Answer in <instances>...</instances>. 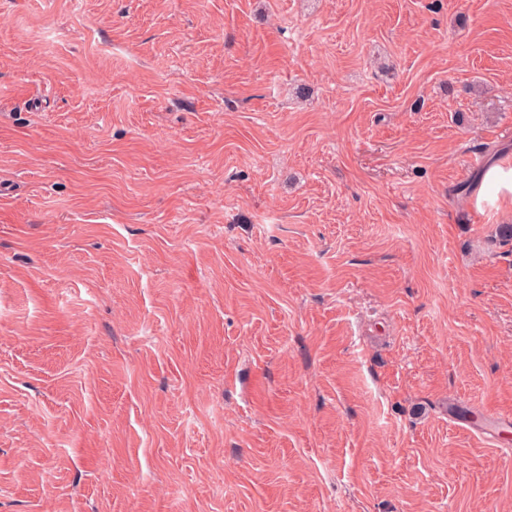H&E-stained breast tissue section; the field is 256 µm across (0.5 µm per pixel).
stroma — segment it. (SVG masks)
<instances>
[{
  "label": "stroma",
  "mask_w": 512,
  "mask_h": 512,
  "mask_svg": "<svg viewBox=\"0 0 512 512\" xmlns=\"http://www.w3.org/2000/svg\"><path fill=\"white\" fill-rule=\"evenodd\" d=\"M512 0H0V512H512ZM472 204L478 209L483 205L498 209L507 204L512 206V162L494 164L485 171L482 190Z\"/></svg>",
  "instance_id": "stroma-1"
}]
</instances>
